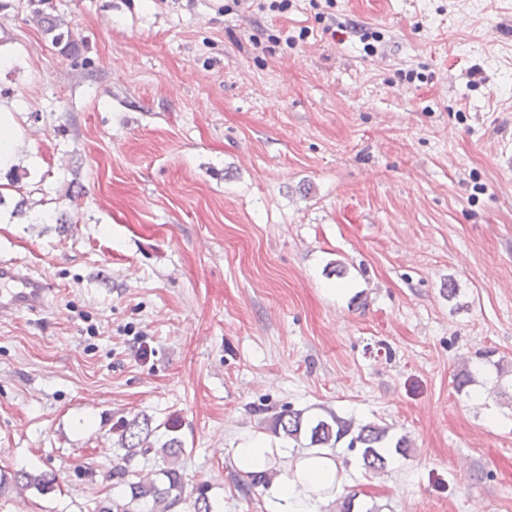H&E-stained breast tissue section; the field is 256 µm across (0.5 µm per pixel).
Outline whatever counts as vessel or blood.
<instances>
[{
  "instance_id": "vessel-or-blood-1",
  "label": "vessel or blood",
  "mask_w": 512,
  "mask_h": 512,
  "mask_svg": "<svg viewBox=\"0 0 512 512\" xmlns=\"http://www.w3.org/2000/svg\"><path fill=\"white\" fill-rule=\"evenodd\" d=\"M52 291L43 276L28 272L18 261L0 259V318L22 310L41 311Z\"/></svg>"
}]
</instances>
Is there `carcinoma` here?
Masks as SVG:
<instances>
[{"mask_svg":"<svg viewBox=\"0 0 512 512\" xmlns=\"http://www.w3.org/2000/svg\"><path fill=\"white\" fill-rule=\"evenodd\" d=\"M33 20L45 35L51 36V43L69 49L75 45L72 31L63 29L64 23L56 16L37 8L33 11ZM273 432L295 441L305 437L310 445L320 448H333L342 439L349 438L348 448L360 449V457L365 469L379 472L386 468L392 452L404 453L407 445L402 439L395 445L387 440L388 430L377 424L360 426L352 433V423L336 415L328 419L309 420L300 410H288L274 417ZM120 448L124 450L121 462L112 466V487L122 488V495L97 506L96 512H175L186 502L182 474L176 466L179 455L183 453L182 442L171 437L156 446L155 429L148 418H134L124 424ZM156 451L162 458V466L147 470L135 465L139 457H145ZM281 474V469L272 464L262 472L247 475L251 488H268L273 477ZM35 489L46 492L52 488L51 479L45 473L19 470L9 476L0 473V495L8 489ZM188 512H215L208 496V486L199 485L191 501Z\"/></svg>","mask_w":512,"mask_h":512,"instance_id":"carcinoma-1","label":"carcinoma"}]
</instances>
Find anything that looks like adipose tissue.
<instances>
[{
	"mask_svg": "<svg viewBox=\"0 0 512 512\" xmlns=\"http://www.w3.org/2000/svg\"><path fill=\"white\" fill-rule=\"evenodd\" d=\"M340 472L335 457L324 449L311 448L296 458L291 475L275 481L274 486L287 504V512H312L315 501L338 491Z\"/></svg>",
	"mask_w": 512,
	"mask_h": 512,
	"instance_id": "ef3b65f1",
	"label": "adipose tissue"
}]
</instances>
